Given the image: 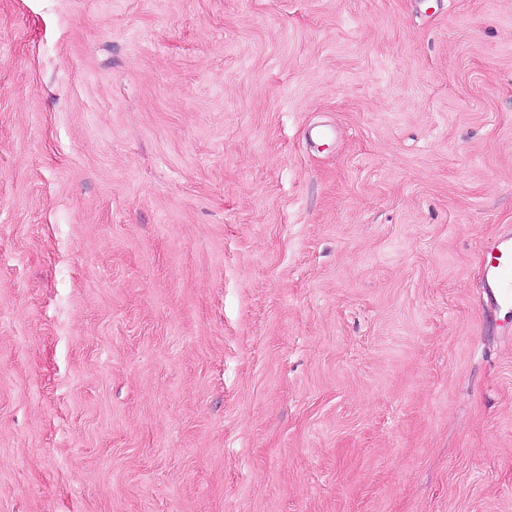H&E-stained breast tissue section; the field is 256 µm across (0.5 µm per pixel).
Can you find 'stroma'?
Returning a JSON list of instances; mask_svg holds the SVG:
<instances>
[{
	"label": "stroma",
	"instance_id": "stroma-1",
	"mask_svg": "<svg viewBox=\"0 0 512 512\" xmlns=\"http://www.w3.org/2000/svg\"><path fill=\"white\" fill-rule=\"evenodd\" d=\"M507 233L512 0H0V512H512ZM485 252L484 296L492 304L512 307V234L492 240Z\"/></svg>",
	"mask_w": 512,
	"mask_h": 512
}]
</instances>
